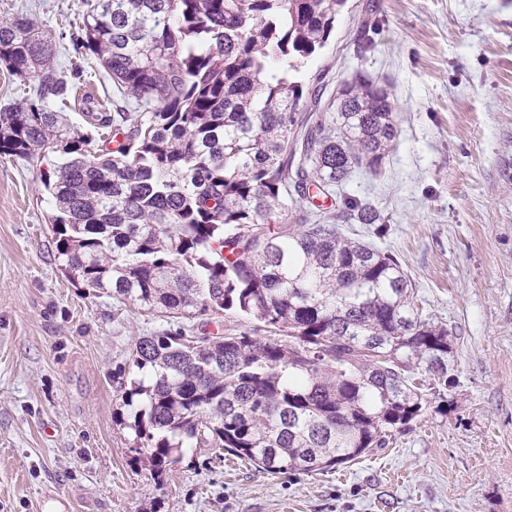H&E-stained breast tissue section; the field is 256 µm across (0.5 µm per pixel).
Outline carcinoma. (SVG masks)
<instances>
[{"mask_svg": "<svg viewBox=\"0 0 512 512\" xmlns=\"http://www.w3.org/2000/svg\"><path fill=\"white\" fill-rule=\"evenodd\" d=\"M346 0H96L72 34L127 98L91 115L121 137L95 156L50 103L71 89L26 15L0 21V62L37 77L0 111V156L61 146L42 184L65 275L190 325L139 336L113 421L157 482L185 448L226 450L271 473L334 469L420 416L413 367L448 382V331L422 320L400 262L337 222L385 217L348 198L309 204L355 167L378 171L398 134L383 85L357 76L300 113L295 73L329 41ZM233 314L255 331L198 336ZM281 334L285 339H278Z\"/></svg>", "mask_w": 512, "mask_h": 512, "instance_id": "1", "label": "carcinoma"}]
</instances>
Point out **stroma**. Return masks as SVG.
Masks as SVG:
<instances>
[{"label":"stroma","mask_w":512,"mask_h":512,"mask_svg":"<svg viewBox=\"0 0 512 512\" xmlns=\"http://www.w3.org/2000/svg\"><path fill=\"white\" fill-rule=\"evenodd\" d=\"M82 0H0L31 18L80 71L61 121L103 146L91 116L121 100L99 61L75 53ZM362 74L389 86L398 135L377 173L339 196L371 200L423 319L445 327L452 387L414 383L427 405L383 449L324 472L271 474L188 448L156 484L112 421L135 337L159 315L72 283L57 259L41 177L63 159L0 156V512H512V0H347L298 75L332 99Z\"/></svg>","instance_id":"obj_1"}]
</instances>
